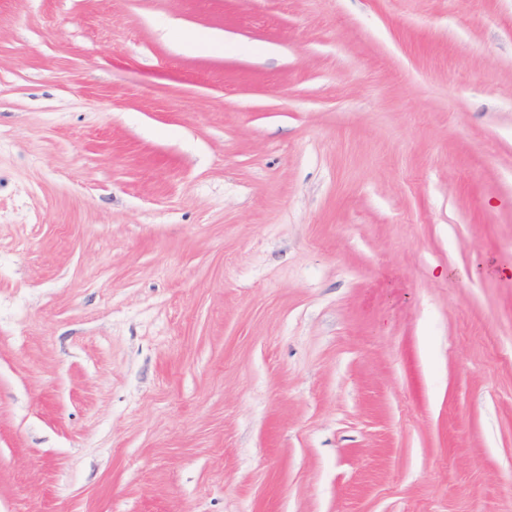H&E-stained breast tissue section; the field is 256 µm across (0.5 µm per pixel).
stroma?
<instances>
[{
    "label": "stroma",
    "mask_w": 512,
    "mask_h": 512,
    "mask_svg": "<svg viewBox=\"0 0 512 512\" xmlns=\"http://www.w3.org/2000/svg\"><path fill=\"white\" fill-rule=\"evenodd\" d=\"M0 512H512V0H0Z\"/></svg>",
    "instance_id": "obj_1"
}]
</instances>
